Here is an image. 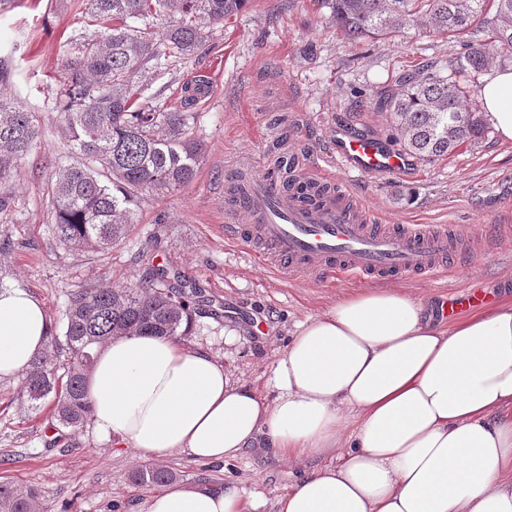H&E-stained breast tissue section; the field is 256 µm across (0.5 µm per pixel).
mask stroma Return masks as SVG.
Instances as JSON below:
<instances>
[{"mask_svg": "<svg viewBox=\"0 0 512 512\" xmlns=\"http://www.w3.org/2000/svg\"><path fill=\"white\" fill-rule=\"evenodd\" d=\"M86 12V0H0V60L12 71L8 81L0 80V95L36 112L43 127L33 154L0 180V196L11 200L0 213V278L35 295L59 334L71 293L138 283L145 272L139 256L151 254L204 295L182 344L209 349L235 380L274 398L272 365L295 323L336 296L383 282L279 279L246 240L225 237V182L243 168L266 176L283 152L316 161L339 123L391 137L387 114L369 103L373 93L423 64L448 67L461 47L414 26L379 41L351 42L332 24L327 0H249L213 31L198 57L170 63L148 85L154 105L174 111L184 104L186 83H209L207 96L192 106V132L205 149L194 181L163 196L144 195L130 234L109 251H80L56 236L51 187L58 167L76 160L55 98L63 44L82 27ZM333 174L384 223L474 227L464 268L434 281L393 280L430 314L459 292L512 302V141L489 132L437 161L414 160L409 178L338 167ZM228 330L235 334L229 344ZM160 464L177 482L233 484L261 497L258 512H276L277 499L315 462L252 448L223 463L176 453ZM141 467L130 449L93 423L62 435L50 408L30 409L21 382L0 380V481L34 488L46 512H146L155 489L132 482Z\"/></svg>", "mask_w": 512, "mask_h": 512, "instance_id": "1", "label": "stroma"}]
</instances>
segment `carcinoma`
<instances>
[{
  "label": "carcinoma",
  "instance_id": "obj_1",
  "mask_svg": "<svg viewBox=\"0 0 512 512\" xmlns=\"http://www.w3.org/2000/svg\"><path fill=\"white\" fill-rule=\"evenodd\" d=\"M331 21L351 40L379 39L422 20L426 29L466 39L448 69L403 73L380 89L374 106L386 112L401 149L431 161L485 137L480 106L466 104L463 79L512 62V0H330ZM248 0H88L100 30L86 28L65 44L57 108L70 131L76 164L59 169L52 216L61 242L77 250L105 251L124 239L134 208L147 193L190 184L203 161L192 137L196 113L165 112L142 99V79L162 59H188L209 39V28L243 9ZM177 19L161 32L153 20ZM37 114L0 98V179L40 141ZM145 277L125 288H84L70 300L63 337L51 336L23 382L32 404H52L58 425L72 432L91 417L88 390L96 352L112 337L167 336L192 328L198 291L144 255ZM67 358L59 360L60 350ZM174 472L148 467L137 484L164 485ZM0 512H44L38 493L0 481Z\"/></svg>",
  "mask_w": 512,
  "mask_h": 512
}]
</instances>
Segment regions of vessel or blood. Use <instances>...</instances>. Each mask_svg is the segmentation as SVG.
I'll return each instance as SVG.
<instances>
[{"mask_svg":"<svg viewBox=\"0 0 512 512\" xmlns=\"http://www.w3.org/2000/svg\"><path fill=\"white\" fill-rule=\"evenodd\" d=\"M331 164L363 175H401L411 161L383 137L337 126L321 164L298 167L299 183L326 187V194L302 198L271 180L241 176L224 189L226 234L253 242L256 256L283 279L344 274L432 280L458 267L464 234L455 225L379 223L347 185L333 181Z\"/></svg>","mask_w":512,"mask_h":512,"instance_id":"obj_1","label":"vessel or blood"}]
</instances>
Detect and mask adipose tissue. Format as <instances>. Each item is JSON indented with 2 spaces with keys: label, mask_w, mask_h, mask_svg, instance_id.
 <instances>
[{
  "label": "adipose tissue",
  "mask_w": 512,
  "mask_h": 512,
  "mask_svg": "<svg viewBox=\"0 0 512 512\" xmlns=\"http://www.w3.org/2000/svg\"><path fill=\"white\" fill-rule=\"evenodd\" d=\"M512 140V69L482 86ZM52 332L26 290H0V379L21 378ZM267 400L210 352L161 336H117L90 380L92 418L142 461L206 462L249 448L330 455L298 477L277 512H512V304L442 327L395 288L336 298L295 324ZM355 417L346 429V417ZM235 486L173 483L147 512H255Z\"/></svg>",
  "instance_id": "1"
}]
</instances>
